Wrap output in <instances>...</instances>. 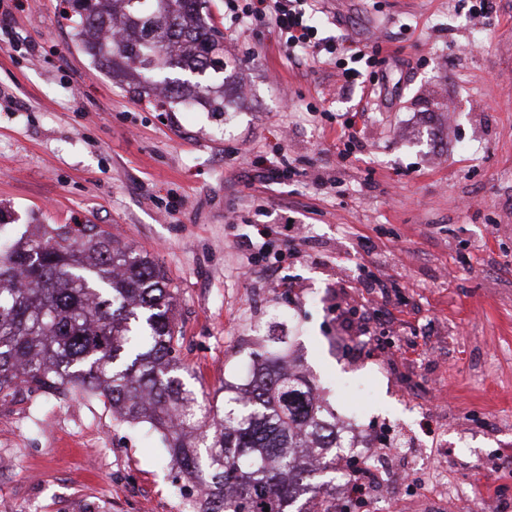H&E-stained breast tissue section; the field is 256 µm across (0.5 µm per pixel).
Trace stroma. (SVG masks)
Wrapping results in <instances>:
<instances>
[{"label": "stroma", "mask_w": 512, "mask_h": 512, "mask_svg": "<svg viewBox=\"0 0 512 512\" xmlns=\"http://www.w3.org/2000/svg\"><path fill=\"white\" fill-rule=\"evenodd\" d=\"M478 2L321 0L319 37L381 59L346 88L333 56L288 57L210 0L238 64L218 117L113 81L61 0H0V222L97 224L155 259L205 401L246 382L263 323L367 447H404L394 471L426 479L438 447L456 512L512 501V0L473 25ZM370 277L387 298L368 299ZM355 298L399 347L390 362L346 318ZM415 397L437 435L420 434ZM2 459L0 512L187 510L160 435L98 396L0 399Z\"/></svg>", "instance_id": "35a3bbf8"}]
</instances>
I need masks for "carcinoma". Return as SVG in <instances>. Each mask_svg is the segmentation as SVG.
Segmentation results:
<instances>
[{"label":"carcinoma","instance_id":"obj_1","mask_svg":"<svg viewBox=\"0 0 512 512\" xmlns=\"http://www.w3.org/2000/svg\"><path fill=\"white\" fill-rule=\"evenodd\" d=\"M209 0H73L79 45L138 97L174 110L192 100L225 112ZM173 292L164 270L97 224H36L0 249V397L72 387L103 397L127 424L159 432L188 486L190 512H336V413L312 380L259 343L250 379L199 408L178 376Z\"/></svg>","mask_w":512,"mask_h":512}]
</instances>
